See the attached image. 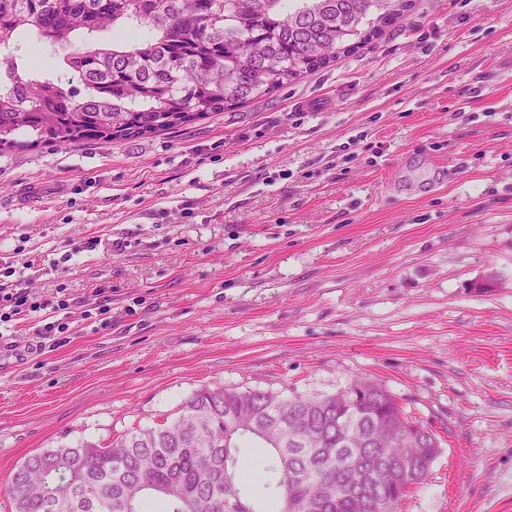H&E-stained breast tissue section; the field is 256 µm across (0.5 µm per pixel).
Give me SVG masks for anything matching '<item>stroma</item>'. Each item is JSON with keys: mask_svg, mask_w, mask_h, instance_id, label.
<instances>
[{"mask_svg": "<svg viewBox=\"0 0 512 512\" xmlns=\"http://www.w3.org/2000/svg\"><path fill=\"white\" fill-rule=\"evenodd\" d=\"M8 266L71 313L42 352L39 314L9 324L0 479L203 388L370 377L440 444L403 512H512V0H410L335 64L170 132L0 151Z\"/></svg>", "mask_w": 512, "mask_h": 512, "instance_id": "obj_1", "label": "stroma"}]
</instances>
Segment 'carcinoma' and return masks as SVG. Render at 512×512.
<instances>
[{
  "label": "carcinoma",
  "instance_id": "1",
  "mask_svg": "<svg viewBox=\"0 0 512 512\" xmlns=\"http://www.w3.org/2000/svg\"><path fill=\"white\" fill-rule=\"evenodd\" d=\"M394 0H0V149L17 136L72 144L176 129L264 97L378 34ZM121 38L100 40L105 31ZM63 51L43 71L25 35ZM365 391L282 398L203 388L178 416L105 445L29 456L3 483L13 512H400L408 487L386 483L389 462L415 453L416 482L439 445L420 444L380 383ZM267 446L264 510L239 487L237 454Z\"/></svg>",
  "mask_w": 512,
  "mask_h": 512
}]
</instances>
